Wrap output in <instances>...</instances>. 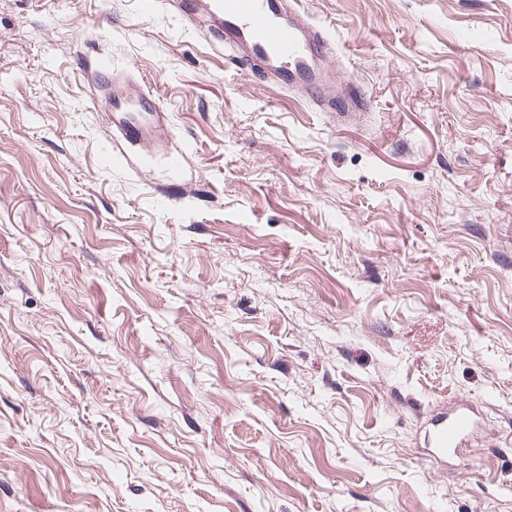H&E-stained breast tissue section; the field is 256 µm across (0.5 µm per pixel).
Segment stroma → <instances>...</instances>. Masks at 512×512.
Instances as JSON below:
<instances>
[{
	"mask_svg": "<svg viewBox=\"0 0 512 512\" xmlns=\"http://www.w3.org/2000/svg\"><path fill=\"white\" fill-rule=\"evenodd\" d=\"M299 3L348 120L169 7L0 0V512H512V0ZM92 80L93 88L104 92V98L98 101L103 103L111 119L113 146L124 152L167 146L172 136L168 113L141 81L127 72L116 71H99ZM116 83L129 88L126 97L111 99L110 89ZM477 428L474 405L459 404L429 420L420 453L433 465L448 466V459L458 455Z\"/></svg>",
	"mask_w": 512,
	"mask_h": 512,
	"instance_id": "stroma-1",
	"label": "stroma"
}]
</instances>
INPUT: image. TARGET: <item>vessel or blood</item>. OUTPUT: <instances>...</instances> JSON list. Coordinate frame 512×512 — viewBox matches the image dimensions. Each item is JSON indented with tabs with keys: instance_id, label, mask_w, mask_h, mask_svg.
<instances>
[{
	"instance_id": "obj_1",
	"label": "vessel or blood",
	"mask_w": 512,
	"mask_h": 512,
	"mask_svg": "<svg viewBox=\"0 0 512 512\" xmlns=\"http://www.w3.org/2000/svg\"><path fill=\"white\" fill-rule=\"evenodd\" d=\"M170 5L187 22L206 25L242 70L302 94L322 111L344 117L356 108L355 82L337 77L331 41L297 0H170ZM118 83L126 84V97H110ZM93 87L104 94L113 146L124 151L167 146L168 114L142 82L126 72L101 71ZM477 428L474 405L459 404L429 420L421 453L430 463L447 464Z\"/></svg>"
}]
</instances>
